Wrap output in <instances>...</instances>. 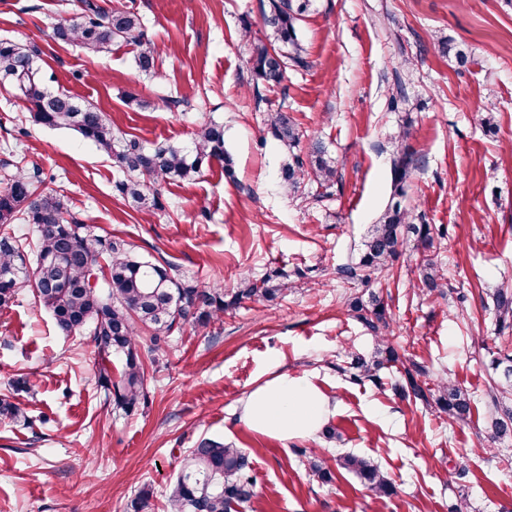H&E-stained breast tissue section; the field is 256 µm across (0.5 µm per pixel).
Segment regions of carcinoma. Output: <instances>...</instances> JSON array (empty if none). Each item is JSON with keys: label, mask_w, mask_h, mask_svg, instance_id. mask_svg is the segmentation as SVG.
<instances>
[{"label": "carcinoma", "mask_w": 512, "mask_h": 512, "mask_svg": "<svg viewBox=\"0 0 512 512\" xmlns=\"http://www.w3.org/2000/svg\"><path fill=\"white\" fill-rule=\"evenodd\" d=\"M311 6L312 0H261L266 41L253 44L250 55L254 88L281 84L291 66L308 67L298 26ZM87 8L89 14L81 22L56 26L59 41L76 43L95 53L109 50L118 41L142 43L141 18L133 8L120 2L108 11L91 3ZM157 56L151 46L141 49L136 60L139 70L155 71ZM38 59L39 49L35 46L0 41V85H9L28 103L35 123L71 128L113 158L127 174L119 191L136 208L153 211L158 207L153 186L190 179L213 160L224 162V174L233 177L234 161L225 149L224 127L212 123L200 126L190 152L174 146L147 149L135 139H128L117 148L106 113L94 106H81L68 94L46 90ZM267 125L272 136L288 147L300 141L298 124L281 108L268 113ZM411 137L412 125L408 123L393 141L391 181L397 196L405 195L417 167L409 145ZM336 175L334 161L320 142L311 144L306 156H292L280 169L281 184L290 193L297 192L307 179L328 189ZM16 221L36 225L38 238L32 247L11 231L10 224ZM410 243L417 250L432 247L431 225L411 223L410 212L394 203L382 212L362 242L358 263L340 268L339 274L348 282L366 283L371 274L387 269ZM104 254L108 256L109 276L93 284L97 259ZM172 271L171 267L136 256L120 238L90 235L66 194L37 192L34 177L22 168L0 188V273L9 275L7 282L0 283V308L8 306L20 289L31 287L51 312L60 332L89 330L100 357L99 381L115 410L131 413L145 399V367L140 349L143 328H151L157 335L170 333L187 322L207 328L246 299L273 301L288 291L287 282L275 284L270 275L245 278L229 293L219 285L199 288ZM442 287L439 270L426 262L417 288L432 293ZM492 300L500 321L511 320L512 291L500 289ZM349 307L377 338L378 349L372 360L351 356L346 372L354 381L374 380L376 371L398 360L397 352L387 343L390 322L384 303L372 293L366 302L354 297ZM114 354L123 356L116 377L109 366ZM417 372L419 368L414 363L404 369L402 380L392 384L395 396L433 405L452 420H464L470 415L466 393L446 381L433 392L418 383ZM487 396L495 412L494 437L511 435L508 387H492ZM0 417L26 419L23 409L8 397L0 398ZM338 465L359 477L373 496L385 498L394 493L393 484L367 459L348 454L338 459ZM252 469V461L240 449L213 439H200L180 461L177 481L169 496L170 512H232L235 505L251 507L257 496ZM152 498L153 490L143 486L129 508L132 512H146Z\"/></svg>", "instance_id": "obj_1"}]
</instances>
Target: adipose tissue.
<instances>
[{"mask_svg": "<svg viewBox=\"0 0 512 512\" xmlns=\"http://www.w3.org/2000/svg\"><path fill=\"white\" fill-rule=\"evenodd\" d=\"M329 412L328 400L309 381L281 372L248 394L239 419L253 431L288 438L316 433Z\"/></svg>", "mask_w": 512, "mask_h": 512, "instance_id": "1", "label": "adipose tissue"}]
</instances>
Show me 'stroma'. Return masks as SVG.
Listing matches in <instances>:
<instances>
[{
	"label": "stroma",
	"mask_w": 512,
	"mask_h": 512,
	"mask_svg": "<svg viewBox=\"0 0 512 512\" xmlns=\"http://www.w3.org/2000/svg\"><path fill=\"white\" fill-rule=\"evenodd\" d=\"M259 2L126 0L159 50L148 75L136 44L90 54L54 40L59 20L84 16L81 0H0V40L38 45L46 88L106 111L116 142L189 150L195 130L215 121L234 174L213 162L163 184L160 209L139 212L119 192L125 175L112 159L73 130L34 124L7 85L0 163L39 168L41 190L68 195L95 234L124 239L195 285L230 290L242 276L270 274L290 286L156 346L144 331L146 400L129 414L108 404L89 334L59 332L22 289L0 310V394L28 417L0 420V512H129L145 484L151 512H167L180 456L204 437L250 456L257 512H448L462 499L469 512H512V436L492 440L487 399L502 377L494 354L512 349V322L501 324L492 305L512 288V0H314L298 30L308 67L271 89L254 88L247 64L264 32ZM440 38L470 62L442 56ZM399 85L406 97L394 105ZM131 94L146 108H129ZM178 95L183 104L172 105ZM277 108L304 133L298 154L319 141L335 158L326 197L311 182L282 188L289 151L266 124ZM488 108L489 128L480 121ZM406 121L418 168L405 203L432 225L433 246L404 249L369 285L348 284L337 270L356 261L391 201L389 141ZM425 258L443 273V293L416 289ZM371 291L387 307L399 359L377 381L355 383L342 370L347 356L372 357L376 341L347 301ZM413 363L423 387L444 379L470 394L468 419L394 396ZM283 371L329 400L324 431L286 439L239 422L248 393ZM20 375L28 389L12 390ZM349 453L377 464L393 495L375 498L337 468ZM312 459L333 467L332 482L310 475Z\"/></svg>",
	"instance_id": "35a3bbf8"
}]
</instances>
